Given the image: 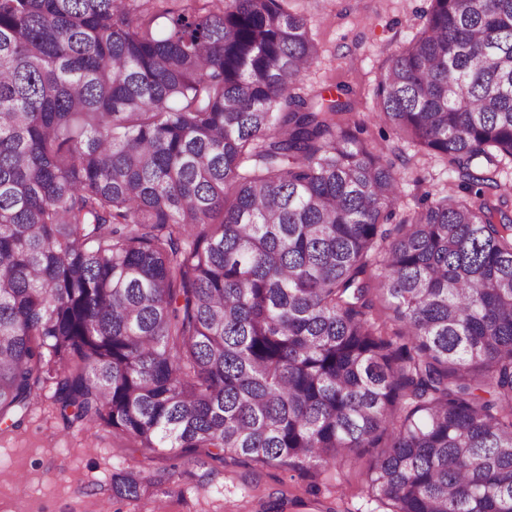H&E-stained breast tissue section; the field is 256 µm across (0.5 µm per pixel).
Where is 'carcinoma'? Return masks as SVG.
I'll use <instances>...</instances> for the list:
<instances>
[{"label":"carcinoma","mask_w":512,"mask_h":512,"mask_svg":"<svg viewBox=\"0 0 512 512\" xmlns=\"http://www.w3.org/2000/svg\"><path fill=\"white\" fill-rule=\"evenodd\" d=\"M164 2L0 0V418L53 374L140 448L512 512V0H431L390 58L376 117L462 190L400 219L350 103L296 92L289 0Z\"/></svg>","instance_id":"1"}]
</instances>
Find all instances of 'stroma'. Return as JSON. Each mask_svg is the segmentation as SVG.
I'll list each match as a JSON object with an SVG mask.
<instances>
[{"label":"stroma","instance_id":"stroma-1","mask_svg":"<svg viewBox=\"0 0 512 512\" xmlns=\"http://www.w3.org/2000/svg\"><path fill=\"white\" fill-rule=\"evenodd\" d=\"M308 21L321 57L301 80L309 97L349 86L348 127L383 147L401 176L398 215L424 199L454 190V179L434 155L394 138L373 113L374 92L398 47L418 32L429 0H290ZM53 381L28 408L20 426L0 419V512H382L357 468L305 475L246 458H217L207 449L172 459L137 445L109 427L88 430L65 421L53 403ZM156 480L137 502L113 498L114 473Z\"/></svg>","mask_w":512,"mask_h":512}]
</instances>
